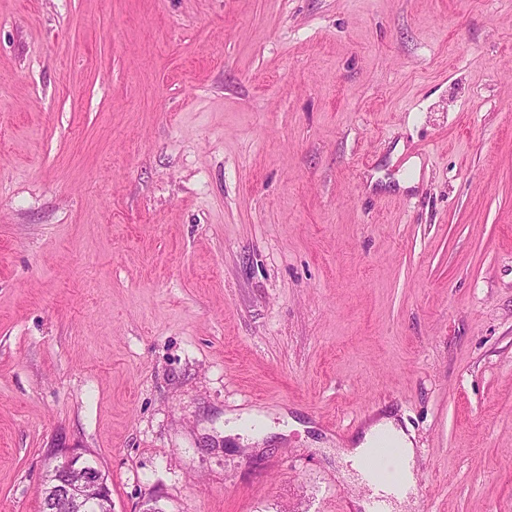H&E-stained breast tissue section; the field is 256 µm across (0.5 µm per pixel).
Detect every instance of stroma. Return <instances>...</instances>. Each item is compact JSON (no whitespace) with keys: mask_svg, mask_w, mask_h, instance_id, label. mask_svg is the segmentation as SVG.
Segmentation results:
<instances>
[{"mask_svg":"<svg viewBox=\"0 0 512 512\" xmlns=\"http://www.w3.org/2000/svg\"><path fill=\"white\" fill-rule=\"evenodd\" d=\"M376 415L512 512V0H0V512H355ZM85 454L64 453V460L49 472L39 493L48 499L50 512H112L106 478Z\"/></svg>","mask_w":512,"mask_h":512,"instance_id":"35a3bbf8","label":"stroma"}]
</instances>
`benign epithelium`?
Listing matches in <instances>:
<instances>
[{
    "label": "benign epithelium",
    "instance_id": "benign-epithelium-1",
    "mask_svg": "<svg viewBox=\"0 0 512 512\" xmlns=\"http://www.w3.org/2000/svg\"><path fill=\"white\" fill-rule=\"evenodd\" d=\"M39 492L48 496L50 512H112L106 478L82 452L64 453Z\"/></svg>",
    "mask_w": 512,
    "mask_h": 512
}]
</instances>
